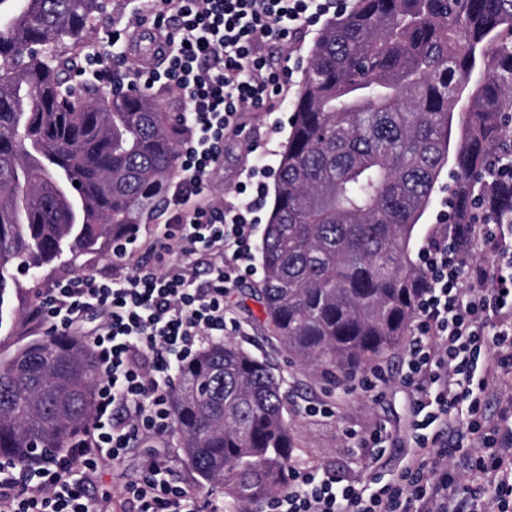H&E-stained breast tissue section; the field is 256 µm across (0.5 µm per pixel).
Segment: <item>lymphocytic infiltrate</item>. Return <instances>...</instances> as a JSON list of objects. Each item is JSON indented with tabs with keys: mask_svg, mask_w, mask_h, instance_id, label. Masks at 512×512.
I'll return each mask as SVG.
<instances>
[{
	"mask_svg": "<svg viewBox=\"0 0 512 512\" xmlns=\"http://www.w3.org/2000/svg\"><path fill=\"white\" fill-rule=\"evenodd\" d=\"M135 18L165 34L167 65L142 69L140 90L173 87L192 122L179 153L177 207L156 225L157 259L126 275L77 273L59 282L31 312L49 331L70 335L84 315L104 319L91 337L102 371L90 427L61 453L30 468L0 457V512H104L109 493L85 486L100 464L120 466L143 434L162 435L171 417L170 378L185 358L231 321L224 298L254 272L257 212L270 170L250 169L234 196L211 203L209 176L227 136L245 127L243 112H267L290 89L288 65L267 48L294 46L347 0H128ZM421 253L427 286L407 350L408 378L429 388L413 400L415 429L435 437L467 425V444L427 447L417 440L400 471L373 482L341 483L315 466H288L287 492L263 512H512V397L490 420L479 409L489 378L512 376V234L494 214L460 227L439 214ZM489 251L485 267L467 261V240ZM217 258L197 284L188 267L198 248ZM166 454L144 459V478L122 491L126 512H221L196 486L171 485Z\"/></svg>",
	"mask_w": 512,
	"mask_h": 512,
	"instance_id": "lymphocytic-infiltrate-1",
	"label": "lymphocytic infiltrate"
}]
</instances>
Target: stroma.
I'll list each match as a JSON object with an SVG mask.
<instances>
[{
  "label": "stroma",
  "instance_id": "35a3bbf8",
  "mask_svg": "<svg viewBox=\"0 0 512 512\" xmlns=\"http://www.w3.org/2000/svg\"><path fill=\"white\" fill-rule=\"evenodd\" d=\"M116 32L136 38L142 34L125 0H105V9L87 40L92 49L98 50L105 47ZM273 109L283 116L281 125L275 130L268 126L264 115L243 114L242 120L251 138L245 141L234 137L226 142L224 158L210 179L213 197L233 194L248 168L277 167L290 132L292 104L278 99L274 101ZM112 263V258L106 256L84 254L73 264L55 262L45 266L37 278H20L11 293L9 322L0 328V358H5L26 337L46 333V326L30 317L42 293L75 273L111 272ZM260 280V275L256 274L230 290L227 303L238 326L227 330L224 337L256 355L268 356L275 364L286 393L285 414L293 428L295 463L317 465L344 479L370 480L399 469L412 444L415 420L413 391L405 384L406 348L390 351L380 358L378 367L384 372L386 383H375L370 371L348 385L336 386L317 379L289 363L285 355L266 341L261 304L242 295L244 288L256 285ZM379 426L385 429L384 443L360 452L348 448V433L368 435ZM152 448L164 449L172 455L173 462L167 475L171 483L199 484L177 435L169 431L161 439L142 437L128 449L119 468L102 466L96 480L87 486L89 494L97 496L103 489L122 488L138 481L142 475V459Z\"/></svg>",
  "mask_w": 512,
  "mask_h": 512
}]
</instances>
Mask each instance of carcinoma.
Wrapping results in <instances>:
<instances>
[{
  "mask_svg": "<svg viewBox=\"0 0 512 512\" xmlns=\"http://www.w3.org/2000/svg\"><path fill=\"white\" fill-rule=\"evenodd\" d=\"M103 0H0V326L16 272L109 255L177 171L187 120L152 94L69 83ZM512 131V0H356L308 57L280 155L252 293L301 366L349 380L410 331L427 276L416 227L443 170L449 223L477 198L512 219V187L482 181ZM101 378L72 336L0 360V457L27 467L90 425ZM282 380L231 341L180 368L170 407L199 481L258 504L294 447Z\"/></svg>",
  "mask_w": 512,
  "mask_h": 512,
  "instance_id": "1",
  "label": "carcinoma"
}]
</instances>
